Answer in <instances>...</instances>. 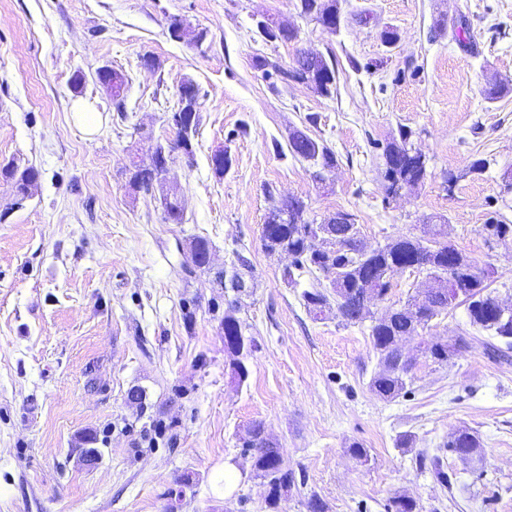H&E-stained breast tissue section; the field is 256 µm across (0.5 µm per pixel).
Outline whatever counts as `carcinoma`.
<instances>
[{
    "label": "carcinoma",
    "mask_w": 512,
    "mask_h": 512,
    "mask_svg": "<svg viewBox=\"0 0 512 512\" xmlns=\"http://www.w3.org/2000/svg\"><path fill=\"white\" fill-rule=\"evenodd\" d=\"M300 13L321 25H331L340 19L338 0H299ZM259 34L267 42L288 43L296 34L265 27ZM256 67L268 77L282 83L296 82L309 86L321 96H329L336 86V71L333 60L322 54L304 56L296 54L291 66L284 68L267 58L256 60ZM199 104V87L193 82L182 83L177 91L175 107H191ZM197 130L188 133L176 131L175 143L180 151L192 159ZM410 129L399 130V138L386 144L383 149L384 180L387 193H397L423 183L427 176V158L411 142ZM292 155L310 162L326 172L336 168L335 152L324 143L310 137L302 130L292 132L290 141ZM158 160L141 163L134 167L131 183L137 184L148 194L155 181ZM0 176L12 184L15 193L23 192L29 182L39 179L40 173L32 166L19 168L11 163L0 166ZM272 205L262 224V239L266 250L273 254L286 252L293 258V268L284 272V280L291 285L295 272L320 275L326 283L302 293L304 306L315 318L336 312V317L347 324L363 321L369 305L384 300L391 290V277L398 268L429 264V275L433 278L431 299L427 303L410 299L400 306L389 307L375 318L369 326V337L373 350L378 355L380 369L371 378V392L381 399H393L404 389L406 378L415 365L406 361L402 342L418 335L436 317L464 304L470 323L491 333V336L512 346V318L500 319L494 313L498 297L489 290L488 271L473 264L467 256L436 239L441 229L431 230L433 238L421 239L399 237L367 253L361 241L360 228L355 220L336 222L329 218L324 229L340 249L318 251L310 243L308 227L315 220L307 216V205L294 196L275 199L272 189H266ZM165 220L180 224L183 221V202L178 194L163 198ZM486 238L502 235L512 237V224L491 217L483 225ZM209 243L203 238L195 239L190 246L193 262L198 267L208 264ZM455 274L461 281L462 293L448 294L441 288L442 275ZM237 305L231 301L224 310L221 324L224 326V348L229 354L228 368L231 378L243 384L249 370L246 365L254 347L253 340L245 335L247 325L237 315ZM467 347L463 340L450 343L438 338L422 342L421 352L433 364L446 365ZM249 448L252 450V469L266 485V506L276 512L281 499L295 486V472L285 465L280 449L271 441L260 423L249 430ZM448 448L461 460H480V441L467 430H458L448 441ZM391 512H420L417 501L400 495L391 500Z\"/></svg>",
    "instance_id": "carcinoma-1"
}]
</instances>
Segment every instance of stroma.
<instances>
[{
	"mask_svg": "<svg viewBox=\"0 0 512 512\" xmlns=\"http://www.w3.org/2000/svg\"><path fill=\"white\" fill-rule=\"evenodd\" d=\"M296 4L0 0V164L40 172L20 206L0 178V512H267L246 446L256 421L296 475L278 512H308L313 494L328 512H389L398 494L422 512H512V350L492 352V337L455 308L406 343L412 377L380 399L367 324L310 315L302 292L315 279L287 285L288 256L261 238L269 186L302 197L315 220L353 214L372 248L440 224L442 242L492 268V290L512 303V240L482 230L493 216L512 223V92L483 94L512 83V0H339L335 32ZM173 16L206 40L171 39ZM260 16L297 26L298 40L264 41ZM388 28L395 44L381 38ZM301 50L335 59L333 96L255 66L290 65ZM147 53L158 68L140 67ZM105 65L128 77L125 111L99 87ZM187 79L203 95L201 121L193 164L175 159L167 176L185 205L183 223L170 224L159 196L129 179L133 162L172 139L165 114ZM77 101L96 112L93 132L76 122ZM402 127L415 131L428 176L391 197L380 147ZM298 128L335 152L324 178L291 155ZM220 149L232 164L218 175ZM197 237L212 260L188 274ZM238 269L245 289L217 283ZM233 300L258 344L240 385L221 328ZM431 337L467 349L437 365L418 356ZM135 388L143 404L129 401ZM458 428L478 436L481 469L449 451ZM404 434L412 447H399ZM355 442L367 460L350 454ZM434 455L449 485L432 476ZM227 465L240 479L220 492Z\"/></svg>",
	"mask_w": 512,
	"mask_h": 512,
	"instance_id": "stroma-1",
	"label": "stroma"
}]
</instances>
